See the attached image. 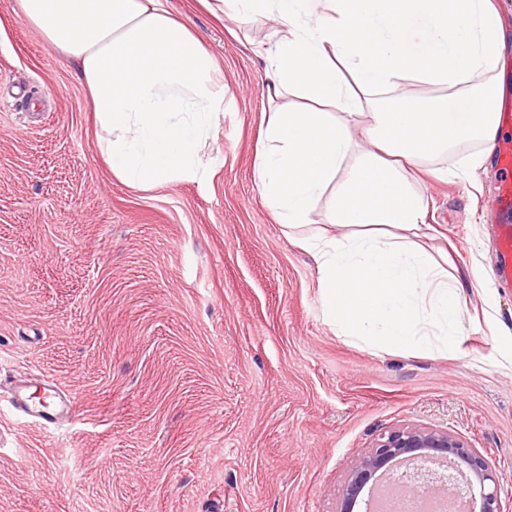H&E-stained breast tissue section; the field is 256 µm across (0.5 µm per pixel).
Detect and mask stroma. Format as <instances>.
<instances>
[{
    "mask_svg": "<svg viewBox=\"0 0 512 512\" xmlns=\"http://www.w3.org/2000/svg\"><path fill=\"white\" fill-rule=\"evenodd\" d=\"M167 7L217 58L225 106L205 171L143 191L102 157L74 64L0 0V383L75 397L50 428L0 402V512H336L401 425L487 453L512 500V291L492 286L481 143L411 174L428 210L414 243L464 277L457 342L345 335L256 185L271 21Z\"/></svg>",
    "mask_w": 512,
    "mask_h": 512,
    "instance_id": "obj_1",
    "label": "stroma"
}]
</instances>
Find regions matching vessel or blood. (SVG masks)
I'll use <instances>...</instances> for the list:
<instances>
[{"label":"vessel or blood","instance_id":"vessel-or-blood-1","mask_svg":"<svg viewBox=\"0 0 512 512\" xmlns=\"http://www.w3.org/2000/svg\"><path fill=\"white\" fill-rule=\"evenodd\" d=\"M497 181L493 203L497 222L494 226L496 266L493 270V284L502 289L512 288V138L499 136L495 148ZM10 402L14 410L26 417L39 419L43 424L57 423L64 416L72 414L74 400L64 394L51 380L43 384L39 400H31L24 386L15 385L9 389Z\"/></svg>","mask_w":512,"mask_h":512}]
</instances>
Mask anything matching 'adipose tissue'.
Returning a JSON list of instances; mask_svg holds the SVG:
<instances>
[{"instance_id": "1", "label": "adipose tissue", "mask_w": 512, "mask_h": 512, "mask_svg": "<svg viewBox=\"0 0 512 512\" xmlns=\"http://www.w3.org/2000/svg\"><path fill=\"white\" fill-rule=\"evenodd\" d=\"M224 0L233 17L273 23L254 170L287 235L318 265L326 313L345 332L401 349L456 343L459 280L426 252L372 226L419 230L425 207L405 173L451 145L492 151L496 84L459 111L441 100L373 101L414 79L451 86L495 73L504 47L496 0ZM19 16L75 65L113 175L152 188L197 176L200 147L224 109L218 65L163 0H16ZM319 109L289 103L293 94ZM330 220L342 237L307 232L317 200L339 171ZM433 314L437 335L424 327Z\"/></svg>"}]
</instances>
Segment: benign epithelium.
I'll return each mask as SVG.
<instances>
[{
	"label": "benign epithelium",
	"instance_id": "benign-epithelium-1",
	"mask_svg": "<svg viewBox=\"0 0 512 512\" xmlns=\"http://www.w3.org/2000/svg\"><path fill=\"white\" fill-rule=\"evenodd\" d=\"M396 473L397 490L404 495L443 485L447 512H454L462 496L479 503L478 512H509L502 503L499 476L487 457L448 431L419 426L396 427L378 437L349 472L337 512H354L369 483Z\"/></svg>",
	"mask_w": 512,
	"mask_h": 512
}]
</instances>
